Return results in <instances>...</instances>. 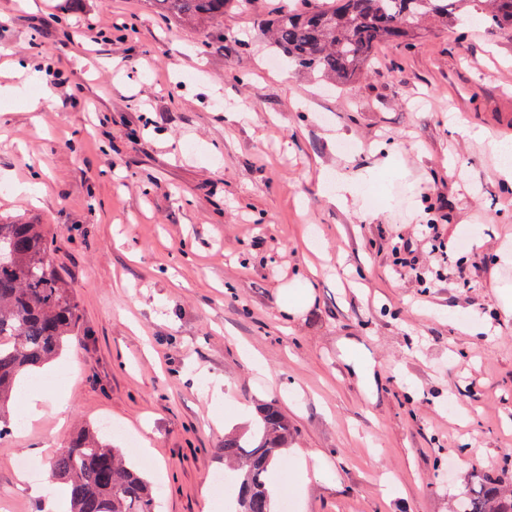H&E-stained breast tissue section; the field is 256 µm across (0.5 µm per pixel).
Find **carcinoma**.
Masks as SVG:
<instances>
[{
    "label": "carcinoma",
    "instance_id": "cac0c4a2",
    "mask_svg": "<svg viewBox=\"0 0 512 512\" xmlns=\"http://www.w3.org/2000/svg\"><path fill=\"white\" fill-rule=\"evenodd\" d=\"M180 24L197 27L224 17L227 0H155ZM468 0H334L330 7L287 8L259 28L296 70L316 81L347 83L371 63L374 48L408 37L422 22L464 28ZM482 22L512 31V0H478ZM47 224L0 217V437L12 423L10 402L22 374L58 358L79 332L78 302L49 258ZM288 421L272 404L256 408L250 437L224 438V462L236 487L232 512H275L268 471L288 447ZM52 479L66 486L69 512H156L150 483L121 449L95 427L76 431L49 461ZM456 512H512V489L483 477L466 486Z\"/></svg>",
    "mask_w": 512,
    "mask_h": 512
}]
</instances>
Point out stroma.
Segmentation results:
<instances>
[{"label": "stroma", "instance_id": "35a3bbf8", "mask_svg": "<svg viewBox=\"0 0 512 512\" xmlns=\"http://www.w3.org/2000/svg\"><path fill=\"white\" fill-rule=\"evenodd\" d=\"M290 4L232 0L190 30L150 0H0V215L52 226L83 316L34 372L65 414L0 440V512L61 503L22 491L18 458L47 472L103 422L159 512H224V438L261 404L293 431L271 472L286 512H453L474 475L512 481V183L489 148L512 145V32L430 24L319 84L257 27ZM324 169L370 181L339 207ZM430 221L445 252L417 241Z\"/></svg>", "mask_w": 512, "mask_h": 512}]
</instances>
